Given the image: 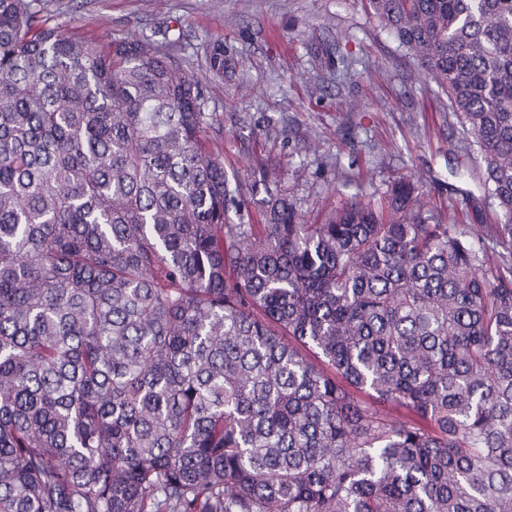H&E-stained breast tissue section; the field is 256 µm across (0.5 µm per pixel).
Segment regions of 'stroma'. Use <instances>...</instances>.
I'll use <instances>...</instances> for the list:
<instances>
[{"mask_svg": "<svg viewBox=\"0 0 512 512\" xmlns=\"http://www.w3.org/2000/svg\"><path fill=\"white\" fill-rule=\"evenodd\" d=\"M51 25L104 44L148 37L203 85L207 135L228 172L262 168L308 223H322L349 199L369 200L412 175L461 229L496 224L473 136L442 91L381 29L364 0H33ZM235 72L212 77L215 45ZM358 61L336 80L338 55ZM324 72L323 91L307 82ZM359 111H347L345 98Z\"/></svg>", "mask_w": 512, "mask_h": 512, "instance_id": "obj_1", "label": "stroma"}]
</instances>
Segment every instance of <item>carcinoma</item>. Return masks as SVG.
<instances>
[{
    "instance_id": "carcinoma-1",
    "label": "carcinoma",
    "mask_w": 512,
    "mask_h": 512,
    "mask_svg": "<svg viewBox=\"0 0 512 512\" xmlns=\"http://www.w3.org/2000/svg\"><path fill=\"white\" fill-rule=\"evenodd\" d=\"M365 2L512 246V0ZM205 106L0 0V512H512V249L479 274L406 178L306 224L260 171L254 224Z\"/></svg>"
}]
</instances>
